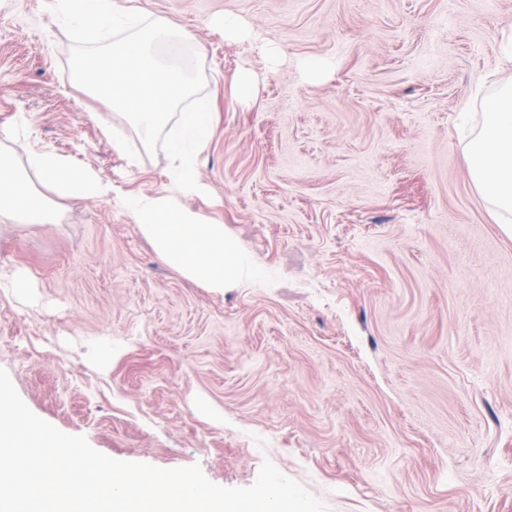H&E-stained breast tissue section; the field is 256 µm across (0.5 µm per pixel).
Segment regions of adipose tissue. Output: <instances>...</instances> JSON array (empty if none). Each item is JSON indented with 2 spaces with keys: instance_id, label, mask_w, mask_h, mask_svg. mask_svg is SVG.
I'll use <instances>...</instances> for the list:
<instances>
[{
  "instance_id": "ef3b65f1",
  "label": "adipose tissue",
  "mask_w": 512,
  "mask_h": 512,
  "mask_svg": "<svg viewBox=\"0 0 512 512\" xmlns=\"http://www.w3.org/2000/svg\"><path fill=\"white\" fill-rule=\"evenodd\" d=\"M471 180L488 199L512 235V85L488 97L482 123L466 150ZM27 172L0 157V219L25 224L53 222L52 202L99 199L109 188L90 168L72 164L53 150H29Z\"/></svg>"
}]
</instances>
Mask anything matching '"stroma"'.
Returning <instances> with one entry per match:
<instances>
[{"label": "stroma", "mask_w": 512, "mask_h": 512, "mask_svg": "<svg viewBox=\"0 0 512 512\" xmlns=\"http://www.w3.org/2000/svg\"><path fill=\"white\" fill-rule=\"evenodd\" d=\"M117 3L205 46L213 200L187 205L276 281L215 292L157 259L119 200L165 190L166 154L114 152L101 123L130 125L72 80L46 0H0V132L27 123L0 149L19 171L53 149L109 186L57 223L0 226V276L35 283L30 301L0 291L23 401L109 457L224 487L270 460L329 512H512V236L465 152L512 82V0ZM225 11L254 38L226 41ZM305 58L331 67L304 82Z\"/></svg>", "instance_id": "1"}]
</instances>
